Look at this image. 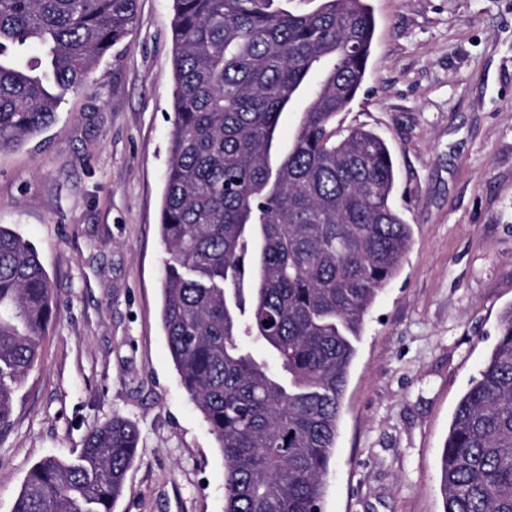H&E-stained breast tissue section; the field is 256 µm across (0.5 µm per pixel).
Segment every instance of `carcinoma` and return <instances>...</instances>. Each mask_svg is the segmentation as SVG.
Wrapping results in <instances>:
<instances>
[{
    "mask_svg": "<svg viewBox=\"0 0 512 512\" xmlns=\"http://www.w3.org/2000/svg\"><path fill=\"white\" fill-rule=\"evenodd\" d=\"M280 2L173 0L161 320L224 454V512H321L356 343L412 237L385 141L333 128L365 79L371 9ZM136 20L137 0H0V153L46 131ZM306 93L278 152L280 117ZM55 312L35 247L0 224V429ZM138 440L127 420L100 424L75 457L28 472L12 512H112ZM441 464L443 512H512V306Z\"/></svg>",
    "mask_w": 512,
    "mask_h": 512,
    "instance_id": "carcinoma-1",
    "label": "carcinoma"
}]
</instances>
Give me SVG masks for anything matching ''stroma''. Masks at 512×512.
<instances>
[{
	"label": "stroma",
	"mask_w": 512,
	"mask_h": 512,
	"mask_svg": "<svg viewBox=\"0 0 512 512\" xmlns=\"http://www.w3.org/2000/svg\"><path fill=\"white\" fill-rule=\"evenodd\" d=\"M367 2L365 81L335 128L387 142L412 240L366 317L323 512H442L454 409L512 306V0ZM172 18L173 0H137L87 87L0 153V224L35 246L57 302L0 433V512L115 417L139 443L114 512H224V455L160 322Z\"/></svg>",
	"instance_id": "stroma-1"
}]
</instances>
